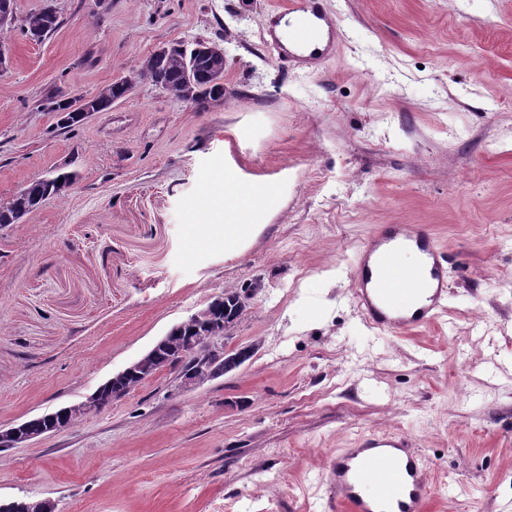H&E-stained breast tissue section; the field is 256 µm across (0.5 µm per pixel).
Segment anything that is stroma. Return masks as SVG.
Instances as JSON below:
<instances>
[{"instance_id": "35a3bbf8", "label": "stroma", "mask_w": 512, "mask_h": 512, "mask_svg": "<svg viewBox=\"0 0 512 512\" xmlns=\"http://www.w3.org/2000/svg\"><path fill=\"white\" fill-rule=\"evenodd\" d=\"M285 0L53 4L40 41L0 30V205L76 179L0 227V426L85 401L217 296L236 369L165 371L72 428L0 450V502L53 512H325L314 479L362 432L415 442L428 512H512V0H324L339 30L307 66L265 33ZM174 41L224 48L199 110L140 79ZM129 79L61 128L53 102ZM218 166L277 201L233 251L196 249ZM378 224H423L448 254L437 322L370 328L351 296Z\"/></svg>"}]
</instances>
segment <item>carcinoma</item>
<instances>
[{
    "instance_id": "1",
    "label": "carcinoma",
    "mask_w": 512,
    "mask_h": 512,
    "mask_svg": "<svg viewBox=\"0 0 512 512\" xmlns=\"http://www.w3.org/2000/svg\"><path fill=\"white\" fill-rule=\"evenodd\" d=\"M57 26L53 16L41 10L23 20L22 31L34 40H41L55 31ZM141 74L170 96L200 108L211 101L224 98V62H215L202 55L197 43L191 46L175 42L169 46L167 53L151 54L146 59ZM130 90L131 84L126 80L116 81L105 87L106 96L101 110L104 111L113 103L126 98ZM56 195L58 192L44 183H29L10 205L0 208V224L20 223L26 214Z\"/></svg>"
}]
</instances>
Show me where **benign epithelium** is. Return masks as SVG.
Masks as SVG:
<instances>
[{
  "mask_svg": "<svg viewBox=\"0 0 512 512\" xmlns=\"http://www.w3.org/2000/svg\"><path fill=\"white\" fill-rule=\"evenodd\" d=\"M224 298L223 294L218 296L189 317V321L195 323L202 332L201 336H183L181 344L176 347L173 341L182 325H175L144 355L112 374V377L87 400L25 420L6 429L0 428V448H16L45 434L66 430L83 416L99 411L123 398L133 388L162 370H179L178 388L181 389L220 377L240 366L245 358H228L224 343L226 329L238 320V316L234 315L230 322L226 323L224 318L219 316L218 307L224 304ZM161 356L165 357V361L160 365L158 361Z\"/></svg>",
  "mask_w": 512,
  "mask_h": 512,
  "instance_id": "7a95c632",
  "label": "benign epithelium"
}]
</instances>
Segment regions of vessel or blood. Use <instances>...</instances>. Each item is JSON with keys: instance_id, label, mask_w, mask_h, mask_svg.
Returning <instances> with one entry per match:
<instances>
[{"instance_id": "1", "label": "vessel or blood", "mask_w": 512, "mask_h": 512, "mask_svg": "<svg viewBox=\"0 0 512 512\" xmlns=\"http://www.w3.org/2000/svg\"><path fill=\"white\" fill-rule=\"evenodd\" d=\"M285 11L300 14L289 38L271 35L284 62L294 49L314 44L336 23L317 0H287ZM416 262H408V254ZM448 257L420 224H379L362 244L351 272L352 298L366 323L401 334L433 323L448 297ZM327 512H426L433 489L427 468L399 432L364 434L336 454L323 472Z\"/></svg>"}]
</instances>
